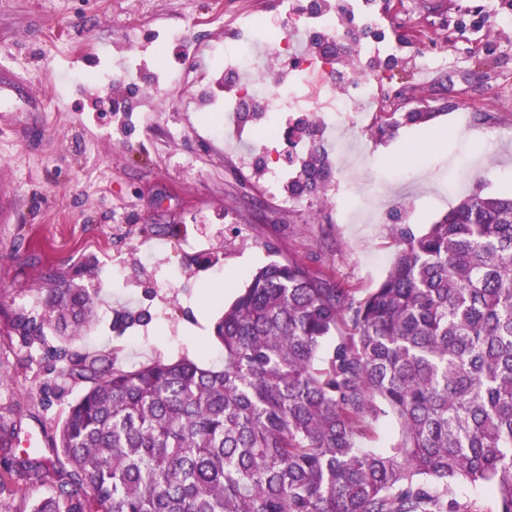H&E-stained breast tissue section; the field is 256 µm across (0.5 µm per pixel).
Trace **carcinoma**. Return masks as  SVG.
Wrapping results in <instances>:
<instances>
[{
	"label": "carcinoma",
	"mask_w": 512,
	"mask_h": 512,
	"mask_svg": "<svg viewBox=\"0 0 512 512\" xmlns=\"http://www.w3.org/2000/svg\"><path fill=\"white\" fill-rule=\"evenodd\" d=\"M325 163L313 146L293 186ZM399 242L361 300L296 262L260 267L214 326L220 369L53 349L87 389L51 456L10 462L48 488L28 512H478L476 486L512 512V198L472 193ZM50 299L63 332L96 308L66 280ZM389 416L398 438L362 447Z\"/></svg>",
	"instance_id": "1"
}]
</instances>
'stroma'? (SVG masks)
<instances>
[{
	"instance_id": "1",
	"label": "stroma",
	"mask_w": 512,
	"mask_h": 512,
	"mask_svg": "<svg viewBox=\"0 0 512 512\" xmlns=\"http://www.w3.org/2000/svg\"><path fill=\"white\" fill-rule=\"evenodd\" d=\"M504 13L512 0H391L378 24L337 32L336 46L366 45L365 69L410 100L369 127L324 129L329 174L285 205L266 172L305 144L225 136L222 113L197 110L223 70L211 47L241 27L280 32L284 0H0V83L14 86L0 99V433L49 455L85 390L50 356L61 339L45 323L48 274L98 297L72 351L127 370L184 357L219 369L213 326L259 267L293 260L362 299L385 278L397 229L422 235L473 192L511 195ZM418 19L436 46L409 40ZM158 36L173 41L160 76L148 53ZM132 41L134 78L112 61ZM426 108L430 120H405ZM129 309L152 319L114 332ZM23 317L41 335H20Z\"/></svg>"
}]
</instances>
